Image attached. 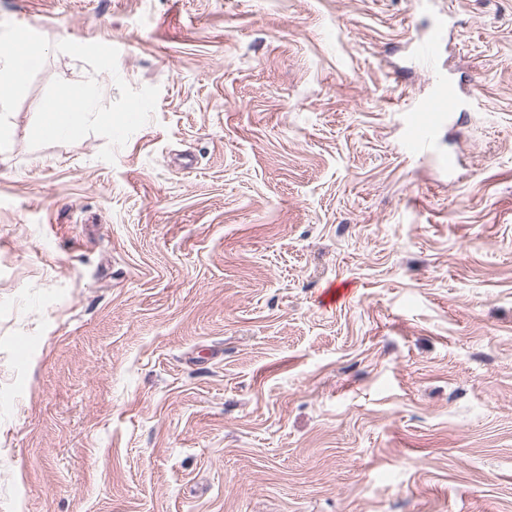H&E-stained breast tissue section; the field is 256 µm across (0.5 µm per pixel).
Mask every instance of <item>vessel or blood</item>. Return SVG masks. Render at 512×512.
Wrapping results in <instances>:
<instances>
[{
  "instance_id": "1",
  "label": "vessel or blood",
  "mask_w": 512,
  "mask_h": 512,
  "mask_svg": "<svg viewBox=\"0 0 512 512\" xmlns=\"http://www.w3.org/2000/svg\"><path fill=\"white\" fill-rule=\"evenodd\" d=\"M444 40V32L439 28L418 39L415 44L417 61L426 67H434ZM467 105L468 100L461 89L449 83L446 76H439L435 93L405 115V154L411 157L429 154L434 147L436 134L446 123L449 114L465 109Z\"/></svg>"
}]
</instances>
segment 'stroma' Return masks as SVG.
<instances>
[{
  "instance_id": "stroma-1",
  "label": "stroma",
  "mask_w": 512,
  "mask_h": 512,
  "mask_svg": "<svg viewBox=\"0 0 512 512\" xmlns=\"http://www.w3.org/2000/svg\"><path fill=\"white\" fill-rule=\"evenodd\" d=\"M468 94L432 157L412 37ZM151 120L0 153V512H512V0H0ZM459 160L455 171L442 164ZM342 297L326 307L327 288ZM443 24L432 33L417 40L415 44V58L429 68H433L445 40Z\"/></svg>"
}]
</instances>
